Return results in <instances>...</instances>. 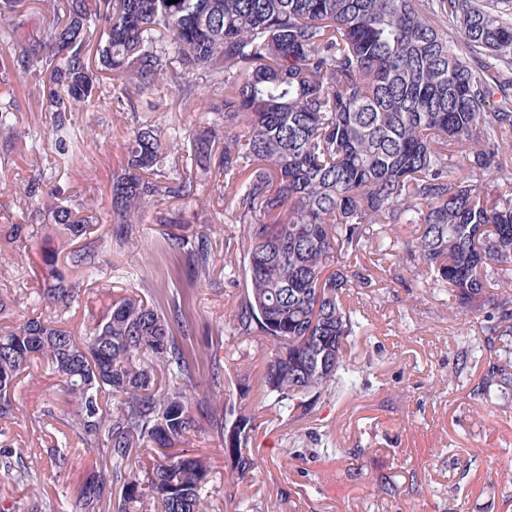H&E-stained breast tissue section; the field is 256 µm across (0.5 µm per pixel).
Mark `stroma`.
Here are the masks:
<instances>
[{"label":"stroma","instance_id":"1","mask_svg":"<svg viewBox=\"0 0 512 512\" xmlns=\"http://www.w3.org/2000/svg\"><path fill=\"white\" fill-rule=\"evenodd\" d=\"M37 89L33 74L0 84V100L17 105L13 130L0 133V215L27 216L23 189L40 175L94 204L102 221L94 234L99 274L72 306L70 329L84 332L90 313L114 294L132 290L161 307L174 300L181 304L195 330L186 350L196 366L207 367L211 352L222 357L224 396L255 416L258 429L250 448L262 464L239 485L226 487L221 439L202 429L189 436L187 450L213 467L211 487L221 512H234L240 499L253 504L254 512H512V487L498 480L499 472L512 466V399L488 406L474 399L471 390L487 358L468 348L481 337L482 323L463 314L448 289L428 287L420 262L403 253L413 226L374 230L370 249L351 263L370 280L369 287L343 298L362 322L344 347L354 386L332 385L304 414L279 417L264 393L269 344L260 336L224 331L225 317L246 290L243 274L225 273L240 263L235 244L242 230L229 199L200 178V191L213 196L210 280L193 282L185 258L162 251L160 227L149 218L139 224L137 237L155 251V265L130 271L129 247L115 233L110 196L124 157L125 130L113 128L104 108L73 104L64 115L66 125H94L102 135L74 159L64 158L44 135L50 116ZM178 97L176 81L155 85L137 97L136 120L158 128L178 168L195 171L200 166L195 135L211 132L220 143L224 132L215 129L210 115L181 111ZM174 125L180 137L172 136ZM26 268L23 276L0 271V289L11 291V320L52 316V306L34 298L42 280L37 258ZM15 402L21 417L0 425L14 447L27 450L46 497L76 502L90 481L107 475L100 454L59 423L67 405L56 377L44 369L22 375ZM53 446L70 450L69 464L59 473L39 456ZM385 485L391 494L382 493Z\"/></svg>","mask_w":512,"mask_h":512}]
</instances>
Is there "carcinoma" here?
Returning a JSON list of instances; mask_svg holds the SVG:
<instances>
[{"label": "carcinoma", "mask_w": 512, "mask_h": 512, "mask_svg": "<svg viewBox=\"0 0 512 512\" xmlns=\"http://www.w3.org/2000/svg\"><path fill=\"white\" fill-rule=\"evenodd\" d=\"M29 0H0V83L37 73L49 135L61 156L94 144V126L63 123L72 104L104 101L112 123L131 128L123 172L112 181L115 232L135 260H149L135 230L143 215L162 226L164 247L183 254L197 280L210 276L209 210L190 170L173 174L152 125L130 127L143 92L204 66L210 92L185 81L180 108L209 112L224 128L209 178L230 193L242 225L246 293L225 319L230 336L271 344L265 384L279 415L315 402L345 377L344 344L362 324L342 297L365 277L347 262L370 246V227L412 225L406 251L434 288L455 293L483 322L488 363L476 394L512 396V292L492 293L493 276L512 278V0H50L40 31L23 35ZM441 14L465 36L476 71L429 17ZM98 55V64L90 54ZM112 72L103 84L101 72ZM15 105L0 101V131ZM483 138L472 149L474 137ZM460 157L482 178L452 177ZM36 198L27 224H0V239L40 237L48 318L0 323V420L16 417L20 375L38 360L51 369L71 409L64 425L112 466L72 512H219L207 459L181 449L207 425L224 443L225 482L258 466L249 452L255 418L226 402L220 356L202 371L185 343L193 335L181 306L163 310L137 293L114 294L78 336L65 315L98 266L87 237L90 207L57 186ZM162 200L185 207L158 208ZM54 223L40 224L41 212ZM336 268L330 269V258ZM23 251L0 249V268ZM0 467L31 488L28 512H65L44 498L24 452L0 447Z\"/></svg>", "instance_id": "carcinoma-1"}]
</instances>
